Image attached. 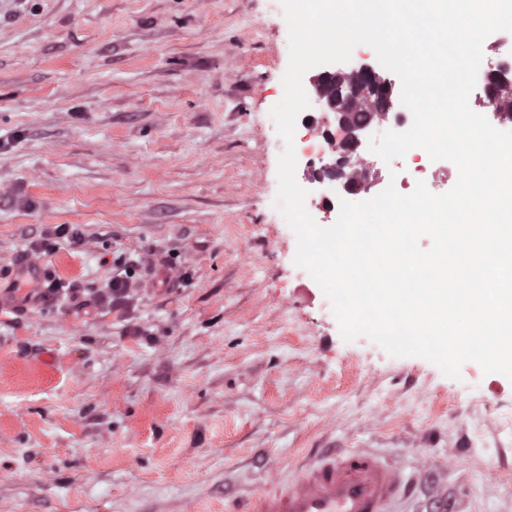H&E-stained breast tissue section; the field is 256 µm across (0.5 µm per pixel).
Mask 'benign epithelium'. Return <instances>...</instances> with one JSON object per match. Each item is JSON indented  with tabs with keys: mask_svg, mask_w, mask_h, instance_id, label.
<instances>
[{
	"mask_svg": "<svg viewBox=\"0 0 512 512\" xmlns=\"http://www.w3.org/2000/svg\"><path fill=\"white\" fill-rule=\"evenodd\" d=\"M512 68L505 66L490 76L489 85L481 105L495 114H500L499 89L509 84L508 74ZM319 99L333 115L338 126L349 131L348 138L340 145V157L323 168L324 175L332 180L343 178L344 167L356 155L367 138L368 121L354 119L352 106L362 99L370 100L376 112H388L394 106L395 83L377 73L373 67L362 65L349 72L326 71L316 80Z\"/></svg>",
	"mask_w": 512,
	"mask_h": 512,
	"instance_id": "1",
	"label": "benign epithelium"
}]
</instances>
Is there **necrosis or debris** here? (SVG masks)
<instances>
[{
	"mask_svg": "<svg viewBox=\"0 0 512 512\" xmlns=\"http://www.w3.org/2000/svg\"><path fill=\"white\" fill-rule=\"evenodd\" d=\"M296 126L297 135L293 137L297 165L302 168L306 193L305 207L311 216L331 215L339 209V200L345 194H353L359 200L371 199L388 185H395L397 191L407 194L413 191L416 181H424L427 188H437L439 181L456 183L458 169L450 161H431L427 153L420 148L410 150V163L396 166L395 169L378 170L372 164L355 166L351 170L354 181L353 191L337 187L334 180L321 176L317 166L325 159L336 156L339 144L347 132L343 129H330L321 118L313 113L302 112Z\"/></svg>",
	"mask_w": 512,
	"mask_h": 512,
	"instance_id": "necrosis-or-debris-1",
	"label": "necrosis or debris"
}]
</instances>
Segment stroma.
I'll return each instance as SVG.
<instances>
[{
  "mask_svg": "<svg viewBox=\"0 0 512 512\" xmlns=\"http://www.w3.org/2000/svg\"><path fill=\"white\" fill-rule=\"evenodd\" d=\"M281 0H0V285L43 254L132 311L0 312V512H224L333 448L411 512H512V380L344 341L276 205ZM191 276L178 284L181 273ZM86 238L78 224H56L45 230L40 239L32 244L34 252L52 251L57 245L63 244L77 251L84 247ZM138 267L136 261H131L125 264V273L113 276L104 288L83 289L82 293L87 294L89 299L83 300L81 306L93 303L97 308H129L136 295L137 278L135 276Z\"/></svg>",
  "mask_w": 512,
  "mask_h": 512,
  "instance_id": "stroma-1",
  "label": "stroma"
}]
</instances>
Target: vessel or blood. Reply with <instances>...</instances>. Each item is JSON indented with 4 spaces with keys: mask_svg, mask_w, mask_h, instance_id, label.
<instances>
[{
    "mask_svg": "<svg viewBox=\"0 0 512 512\" xmlns=\"http://www.w3.org/2000/svg\"><path fill=\"white\" fill-rule=\"evenodd\" d=\"M42 272L39 261L20 258L18 285L0 289V309H39L34 285ZM410 494L411 481L397 464L377 450L355 448L323 452L273 487L232 500L226 512H398Z\"/></svg>",
    "mask_w": 512,
    "mask_h": 512,
    "instance_id": "b4317fda",
    "label": "vessel or blood"
}]
</instances>
